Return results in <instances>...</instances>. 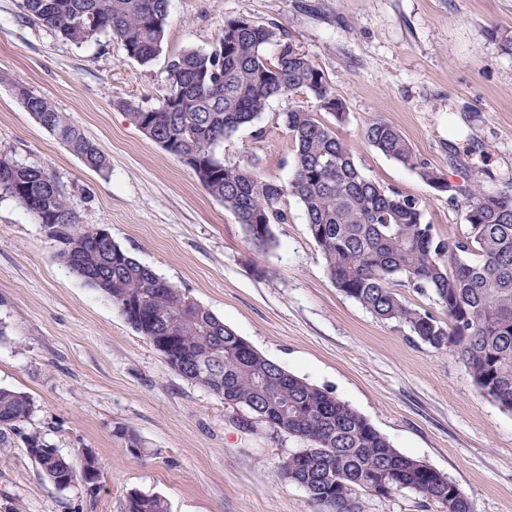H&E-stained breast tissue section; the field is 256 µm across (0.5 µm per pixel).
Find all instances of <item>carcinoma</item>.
<instances>
[{
    "instance_id": "1",
    "label": "carcinoma",
    "mask_w": 512,
    "mask_h": 512,
    "mask_svg": "<svg viewBox=\"0 0 512 512\" xmlns=\"http://www.w3.org/2000/svg\"><path fill=\"white\" fill-rule=\"evenodd\" d=\"M169 0H20L23 14L81 45L105 29L118 49L142 66L161 53ZM278 25L248 19L224 22L209 51L186 49L168 57L167 84L158 106L120 101L130 122L178 161L188 158L201 186L242 224L251 241L273 242L271 225L286 220L283 199L302 205L309 233L336 288L381 321H396L436 351L457 349L481 392L512 411V194L473 181L452 190L465 204L464 228L443 238L424 222L419 201L367 178L348 145L317 113L345 120V104L322 69L289 42ZM280 43L273 61L267 44ZM295 92L310 94L317 110L292 109L282 122L294 144L288 184L240 164H227L217 148L239 128L257 121L266 102ZM19 104L89 169L104 172L108 160L82 129L27 87L15 88ZM190 96L187 110L174 104ZM365 137L385 156L419 171L429 185L443 180L418 160L393 124L377 119ZM0 190L39 224L69 229L56 258L91 287L106 294L144 337L166 335L169 319L186 295L114 242L97 239V228L79 223L52 172L0 154ZM403 279L441 307L446 318L408 306L391 288ZM142 300L135 312L128 303ZM178 353L195 354L183 377L217 380L224 402L248 408L273 429L288 428L304 447L288 455V480L304 488L320 512H363L361 496L388 497L412 490L443 512H472L466 495L444 474L401 453L349 404L306 380L268 387L282 367L253 349L209 309L194 304L190 320L176 325ZM36 411L26 393L0 387V443L8 429L24 438L27 454L45 480L60 488L81 480L88 493L100 488L87 468L96 454L64 456L41 436L24 432ZM127 512H168L159 495L132 491Z\"/></svg>"
}]
</instances>
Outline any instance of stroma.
Returning a JSON list of instances; mask_svg holds the SVG:
<instances>
[{
    "mask_svg": "<svg viewBox=\"0 0 512 512\" xmlns=\"http://www.w3.org/2000/svg\"><path fill=\"white\" fill-rule=\"evenodd\" d=\"M238 18L278 24L315 61L346 104L335 131L363 174L419 200L440 236L458 233L462 209L374 149L372 121L393 123L452 183L502 188L512 176V0H169L162 52L148 66L125 58L110 34L76 46L25 17L19 0H0V153L51 170L80 223L106 228L259 353L445 474L474 512H512V412L477 390L457 352L431 349L338 291L296 198H285L288 220L273 225L272 246L257 249L194 173L120 109L158 106L168 57L211 50ZM19 84L80 125L109 171L88 169L43 129L18 103ZM315 107L306 93L272 98L218 153L288 183L282 114ZM56 251L0 193V387L34 400L26 432L65 455L92 449L102 487L93 496L79 481L56 488L12 435L0 444V512H126L134 490L162 496L169 512H316L279 474L301 441L168 368ZM363 508L442 512L408 490L365 497Z\"/></svg>",
    "mask_w": 512,
    "mask_h": 512,
    "instance_id": "obj_1",
    "label": "stroma"
}]
</instances>
